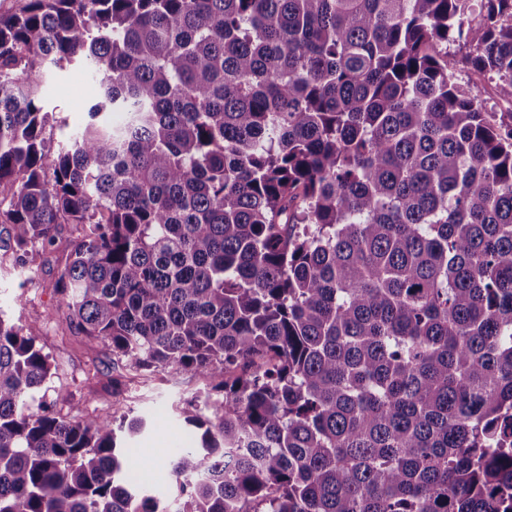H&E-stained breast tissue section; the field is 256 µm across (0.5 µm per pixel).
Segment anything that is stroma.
<instances>
[{
	"label": "stroma",
	"mask_w": 512,
	"mask_h": 512,
	"mask_svg": "<svg viewBox=\"0 0 512 512\" xmlns=\"http://www.w3.org/2000/svg\"><path fill=\"white\" fill-rule=\"evenodd\" d=\"M473 52L470 45L448 46L459 81L478 83L479 98L486 109L504 112L505 104L492 93L493 82L476 81L470 70L466 59ZM41 92L54 113L52 133L59 142L86 125L87 110L96 101L99 87L86 69L70 66L48 73ZM63 268V253H55L52 263L39 266L30 285L10 262L0 263V316L16 325L41 319L37 344L57 366L41 393L46 400L57 401L62 415L79 418L99 411L118 420L125 416L145 419V429L129 442L135 463L146 475L149 495L157 497L169 512H178L181 501L176 484L169 480L170 461L174 452L190 444L178 409L186 399L203 396L205 383L169 368L148 377L131 372L125 386L113 390L115 371L107 344L71 334L62 324L64 308L53 285Z\"/></svg>",
	"instance_id": "35a3bbf8"
}]
</instances>
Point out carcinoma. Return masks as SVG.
<instances>
[{
	"label": "carcinoma",
	"instance_id": "cac0c4a2",
	"mask_svg": "<svg viewBox=\"0 0 512 512\" xmlns=\"http://www.w3.org/2000/svg\"><path fill=\"white\" fill-rule=\"evenodd\" d=\"M26 0L0 13L3 257L76 236L69 327L205 379L178 512H512V0ZM100 87L51 154V67ZM0 318V512H168L145 427L30 400ZM217 422H212V419ZM474 53V46H464L458 43H448V55L455 61L456 75L461 83H469L473 85L475 83V76L470 71V66L466 63V59L469 55ZM479 98L485 105L486 109L489 112H495L491 113L497 120L500 118L508 121V114L507 113H501V112H511V109L506 105L502 104L501 101L498 100V98H495L494 95H492L491 91L494 90V83L488 80V78L483 77V81L481 84H479Z\"/></svg>",
	"mask_w": 512,
	"mask_h": 512
}]
</instances>
